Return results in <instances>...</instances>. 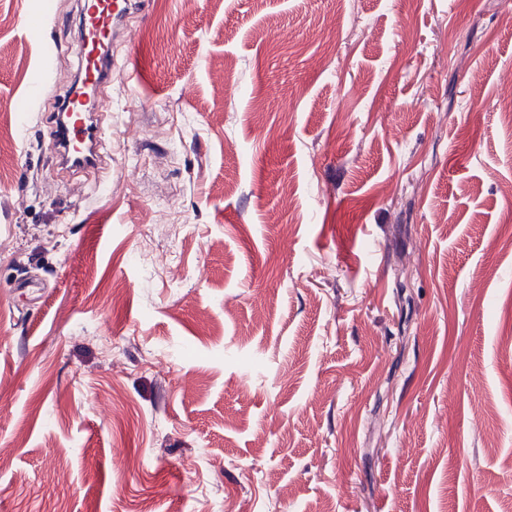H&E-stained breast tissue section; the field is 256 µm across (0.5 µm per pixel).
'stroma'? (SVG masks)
<instances>
[{
    "mask_svg": "<svg viewBox=\"0 0 512 512\" xmlns=\"http://www.w3.org/2000/svg\"><path fill=\"white\" fill-rule=\"evenodd\" d=\"M35 8L0 0V512H512V0H146L96 174L28 94Z\"/></svg>",
    "mask_w": 512,
    "mask_h": 512,
    "instance_id": "35a3bbf8",
    "label": "stroma"
}]
</instances>
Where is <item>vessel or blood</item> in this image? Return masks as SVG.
I'll return each instance as SVG.
<instances>
[{
  "label": "vessel or blood",
  "mask_w": 512,
  "mask_h": 512,
  "mask_svg": "<svg viewBox=\"0 0 512 512\" xmlns=\"http://www.w3.org/2000/svg\"><path fill=\"white\" fill-rule=\"evenodd\" d=\"M128 8L127 0H87L82 12L81 85L70 91L64 113L55 115L49 130L54 151H65L72 169H84L89 152L103 147L100 127L87 123L84 96L111 84L115 62L102 50L111 44L112 29Z\"/></svg>",
  "instance_id": "obj_1"
}]
</instances>
